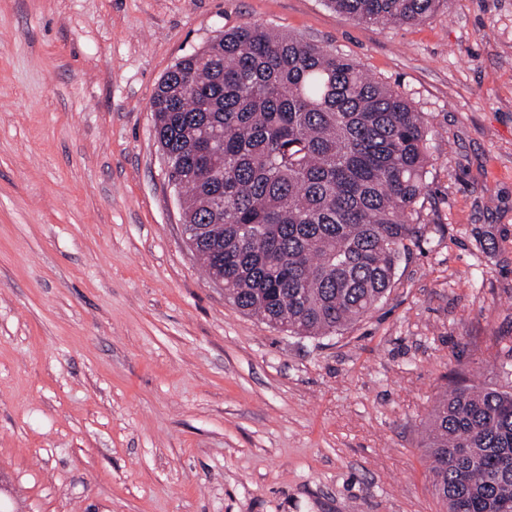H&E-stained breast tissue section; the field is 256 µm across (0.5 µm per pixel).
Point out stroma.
Masks as SVG:
<instances>
[{"label":"stroma","instance_id":"1","mask_svg":"<svg viewBox=\"0 0 512 512\" xmlns=\"http://www.w3.org/2000/svg\"><path fill=\"white\" fill-rule=\"evenodd\" d=\"M260 23L422 112L421 240L341 334L224 296L183 237L151 96ZM512 0L383 26L325 0H0V512H444L424 432L512 389Z\"/></svg>","mask_w":512,"mask_h":512}]
</instances>
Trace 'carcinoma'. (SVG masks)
Returning a JSON list of instances; mask_svg holds the SVG:
<instances>
[{
	"label": "carcinoma",
	"instance_id": "cac0c4a2",
	"mask_svg": "<svg viewBox=\"0 0 512 512\" xmlns=\"http://www.w3.org/2000/svg\"><path fill=\"white\" fill-rule=\"evenodd\" d=\"M402 25L441 0H326ZM168 182L198 261L242 312L306 338L339 334L390 290L421 238L422 113L349 57L257 23L178 61L152 98ZM447 512H512V391L456 384L425 440Z\"/></svg>",
	"mask_w": 512,
	"mask_h": 512
}]
</instances>
